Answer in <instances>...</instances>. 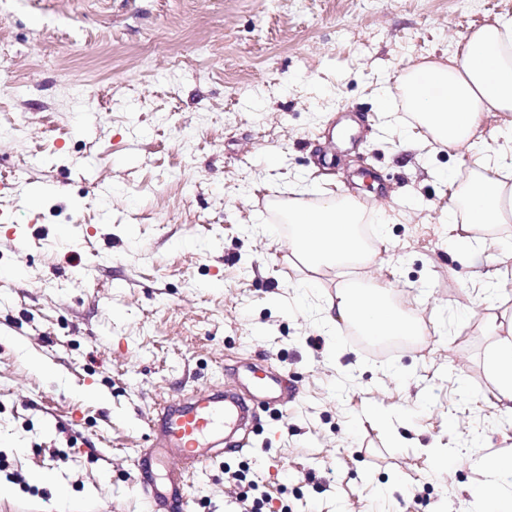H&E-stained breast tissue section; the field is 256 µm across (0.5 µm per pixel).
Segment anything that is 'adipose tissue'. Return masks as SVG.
I'll return each mask as SVG.
<instances>
[{"label": "adipose tissue", "instance_id": "obj_1", "mask_svg": "<svg viewBox=\"0 0 512 512\" xmlns=\"http://www.w3.org/2000/svg\"><path fill=\"white\" fill-rule=\"evenodd\" d=\"M397 81L407 112L435 142L448 148L472 141L487 112L505 117L500 130L506 148L476 153L473 167L458 181L445 209L449 224H464L459 244L477 260L496 244L493 227L512 216V17L496 19L458 44L449 61L430 60L405 68ZM360 202L353 198H322L294 203L288 221L294 226L288 246L310 270L341 263H359L364 253L354 232L361 221ZM326 322L358 321L364 335L413 336L409 316L391 312L379 290L343 286L323 310ZM495 341L486 357L495 402L512 414V327L489 325Z\"/></svg>", "mask_w": 512, "mask_h": 512}]
</instances>
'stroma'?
Wrapping results in <instances>:
<instances>
[{
	"instance_id": "35a3bbf8",
	"label": "stroma",
	"mask_w": 512,
	"mask_h": 512,
	"mask_svg": "<svg viewBox=\"0 0 512 512\" xmlns=\"http://www.w3.org/2000/svg\"><path fill=\"white\" fill-rule=\"evenodd\" d=\"M512 0H13L0 10V512H144L131 460L160 404L285 366L299 394L195 479L193 512H485L512 482L489 322L512 325V223L475 285L444 222L466 149L402 151L403 68ZM352 193L421 335L356 346L322 309L288 200ZM450 452L446 469L429 449ZM242 473L244 482L233 480Z\"/></svg>"
}]
</instances>
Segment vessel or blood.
Here are the masks:
<instances>
[{
  "label": "vessel or blood",
  "instance_id": "vessel-or-blood-1",
  "mask_svg": "<svg viewBox=\"0 0 512 512\" xmlns=\"http://www.w3.org/2000/svg\"><path fill=\"white\" fill-rule=\"evenodd\" d=\"M251 386L248 392H198L159 408L152 421L153 444L133 461L137 491L148 507L169 502L189 507L192 476L224 456L225 436L256 428L253 401L274 410L293 392L284 375L269 370Z\"/></svg>",
  "mask_w": 512,
  "mask_h": 512
}]
</instances>
